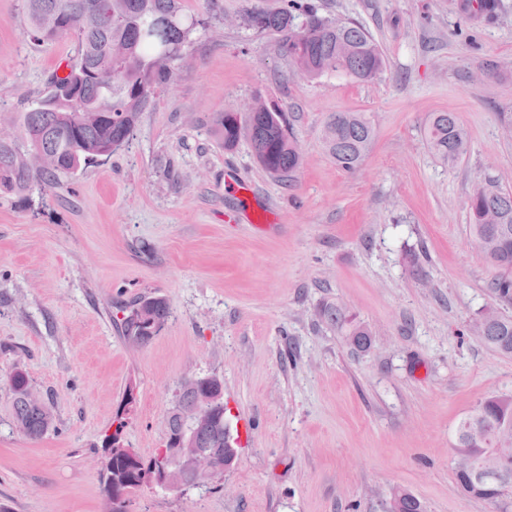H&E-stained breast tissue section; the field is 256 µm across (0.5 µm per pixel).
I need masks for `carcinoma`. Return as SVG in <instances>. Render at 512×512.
<instances>
[{"label": "carcinoma", "mask_w": 512, "mask_h": 512, "mask_svg": "<svg viewBox=\"0 0 512 512\" xmlns=\"http://www.w3.org/2000/svg\"><path fill=\"white\" fill-rule=\"evenodd\" d=\"M23 14L30 38L49 43L72 35L77 55L67 63V73L49 83L46 93L23 116L26 150L10 136L0 135V186L23 192L35 182L45 189L59 184L62 175L104 155L114 143L130 136L157 87L170 79L182 47L199 20L182 14L178 0H24ZM244 24L276 35L288 57L310 78L338 74L357 81L376 78L385 57L370 33L359 23L320 15L312 5L289 0L277 10L252 12ZM224 148L249 143L257 161L273 178L292 176L302 165L297 141L282 112L266 106L241 114L224 112L214 119ZM374 136L370 122L359 112H338L326 121V148L345 171L355 170ZM427 144L443 164L456 161L467 150L466 136L451 112H435L425 127ZM56 156L58 165L44 167L39 157ZM470 228L493 271L492 293L497 304L512 305V192L485 189L468 201ZM169 304L163 298L140 297L119 320L126 339L146 344L164 324ZM322 319L336 328L356 351L371 348L369 330L357 323L341 305L326 302ZM481 338L504 354H512V317L498 312L485 322ZM16 428L32 440L55 429V417L46 404L31 395L27 376L17 370L8 379ZM216 403L214 417L200 422L194 437L199 448L224 450V382L213 377L209 391L183 382L169 411L166 436H177L186 418L203 405ZM115 432L103 439L106 460L100 473L104 499L124 494V504L111 512H130L132 497L142 489L141 475L152 466L166 465L157 452L133 459L117 438L127 427L124 411L114 419ZM512 441V395H495L481 402L479 411L462 419L456 429L454 449L477 462H493L498 482L489 492H479L470 478L455 474L461 493L488 501L499 512H512V452L502 444ZM387 512H423L420 500L400 491Z\"/></svg>", "instance_id": "cac0c4a2"}]
</instances>
